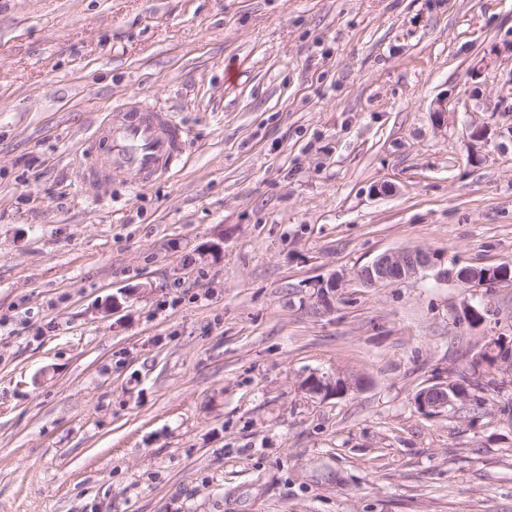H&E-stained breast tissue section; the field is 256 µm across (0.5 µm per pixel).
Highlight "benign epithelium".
Masks as SVG:
<instances>
[{"label": "benign epithelium", "instance_id": "1", "mask_svg": "<svg viewBox=\"0 0 512 512\" xmlns=\"http://www.w3.org/2000/svg\"><path fill=\"white\" fill-rule=\"evenodd\" d=\"M435 270L439 278H457L470 284L478 283L479 277L471 268H463L448 273L442 267L440 253L424 247H408L386 251L378 255L357 273L358 279L368 285L379 287L402 283L421 274ZM342 277L337 274L317 283V298L321 305H332L337 288L341 287ZM300 387L312 396L323 398L342 395L354 387L351 379L338 374L311 373L305 377ZM470 400V386L462 382H440L420 389L415 396L418 409L426 414H439L448 406Z\"/></svg>", "mask_w": 512, "mask_h": 512}]
</instances>
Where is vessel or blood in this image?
Here are the masks:
<instances>
[{"label":"vessel or blood","mask_w":512,"mask_h":512,"mask_svg":"<svg viewBox=\"0 0 512 512\" xmlns=\"http://www.w3.org/2000/svg\"><path fill=\"white\" fill-rule=\"evenodd\" d=\"M86 152L93 159L86 185L108 179L136 187L176 166L185 141L181 126L169 113L136 106L112 113L100 124Z\"/></svg>","instance_id":"obj_1"}]
</instances>
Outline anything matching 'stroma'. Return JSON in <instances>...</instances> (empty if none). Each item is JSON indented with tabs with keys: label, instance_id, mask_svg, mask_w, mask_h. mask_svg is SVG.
<instances>
[{
	"label": "stroma",
	"instance_id": "35a3bbf8",
	"mask_svg": "<svg viewBox=\"0 0 512 512\" xmlns=\"http://www.w3.org/2000/svg\"><path fill=\"white\" fill-rule=\"evenodd\" d=\"M135 101L183 160L86 187ZM415 246L512 260V0H0V512H512V376L415 404L512 283L357 279ZM354 385L356 381L352 382L349 378L330 373H311L300 383L301 389L308 394L323 398L347 393ZM473 378L469 377L470 386L459 381L440 382L426 386L417 392L415 404L426 414H439L448 405H453L455 402H467L471 398L469 389L473 387Z\"/></svg>",
	"mask_w": 512,
	"mask_h": 512
}]
</instances>
